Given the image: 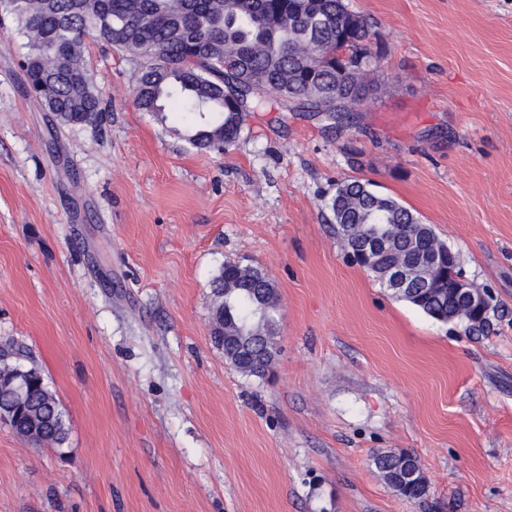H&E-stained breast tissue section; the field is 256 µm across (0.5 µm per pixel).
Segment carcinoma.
Listing matches in <instances>:
<instances>
[{
	"label": "carcinoma",
	"mask_w": 512,
	"mask_h": 512,
	"mask_svg": "<svg viewBox=\"0 0 512 512\" xmlns=\"http://www.w3.org/2000/svg\"><path fill=\"white\" fill-rule=\"evenodd\" d=\"M0 15L11 17L27 40L23 66L27 85L64 125L93 124L102 115L95 77L83 56L84 38L102 41L130 57L137 69V107L164 125L178 110L195 116L185 140L197 149L230 146L243 133L244 110L270 101L295 111L351 112L360 91H372L365 42L366 17L348 35L341 70L328 65L311 75L309 49L328 50L353 16L344 0H0ZM336 232L350 250L378 231L392 241L380 271L397 260L412 261L408 248L421 238L443 251L433 230L397 200L359 180L336 185L330 204ZM428 274L430 288L418 280ZM412 287L396 297L439 322L462 323L470 334L490 327L454 304L457 262L442 260L429 271L411 270ZM211 339L240 372L262 376L271 367L276 343L277 292L261 271L227 262L211 281ZM26 413L17 422L23 440L61 449L69 428L59 421L58 402L37 369ZM375 469L408 500L428 493V481L410 452L373 457Z\"/></svg>",
	"instance_id": "obj_1"
}]
</instances>
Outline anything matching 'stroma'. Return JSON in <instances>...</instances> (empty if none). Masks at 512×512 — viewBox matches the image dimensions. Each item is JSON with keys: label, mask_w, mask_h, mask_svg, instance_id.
<instances>
[{"label": "stroma", "mask_w": 512, "mask_h": 512, "mask_svg": "<svg viewBox=\"0 0 512 512\" xmlns=\"http://www.w3.org/2000/svg\"><path fill=\"white\" fill-rule=\"evenodd\" d=\"M376 91L352 112L247 113L199 151L86 40L100 123L27 95L0 23V351L37 367L63 452L0 423V512H512V0H345ZM358 179L432 226L502 306L441 323L353 263L328 207ZM279 296L259 378L210 340L225 261ZM417 456L427 496L372 458ZM375 469L392 489L408 500L423 499L428 493V481L421 469L417 457L410 452H384L373 457ZM409 469L414 476L403 479L401 476Z\"/></svg>", "instance_id": "obj_1"}]
</instances>
